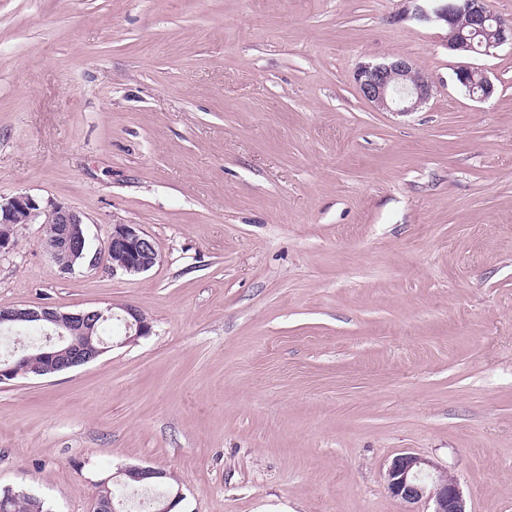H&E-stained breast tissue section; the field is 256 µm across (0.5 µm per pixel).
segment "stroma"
Wrapping results in <instances>:
<instances>
[{
    "instance_id": "obj_1",
    "label": "stroma",
    "mask_w": 512,
    "mask_h": 512,
    "mask_svg": "<svg viewBox=\"0 0 512 512\" xmlns=\"http://www.w3.org/2000/svg\"><path fill=\"white\" fill-rule=\"evenodd\" d=\"M413 0H0V199L84 219L62 273L43 222L0 253V306L140 310L149 336L0 383V490L91 512L164 471L180 512H431L387 490L411 452L469 512H512V47L454 80ZM413 59L431 98L363 99ZM161 259L112 274L113 225ZM355 82L360 95L376 107L413 112L432 95V82L413 60L398 57L361 66ZM454 72L456 83L465 88L470 97L485 100L493 95L494 84L480 69L462 64Z\"/></svg>"
}]
</instances>
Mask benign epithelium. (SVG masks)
Listing matches in <instances>:
<instances>
[{
    "label": "benign epithelium",
    "instance_id": "7a95c632",
    "mask_svg": "<svg viewBox=\"0 0 512 512\" xmlns=\"http://www.w3.org/2000/svg\"><path fill=\"white\" fill-rule=\"evenodd\" d=\"M414 18L420 21L443 22L447 26L448 50L463 57L474 53L489 54L505 44L512 45V23L498 17L488 0H421ZM455 81L469 96L485 100L495 91L492 81L476 67L462 64L455 69ZM355 82L360 95L375 106L397 112H413L432 95V82L420 71L413 60L398 57L376 64L361 66ZM45 217V247L54 258L64 252L71 257L64 273H72L75 266L88 258L87 236L81 214L60 203L41 202L28 193H18L0 201V224L22 221L33 224ZM106 251L112 274L119 272L136 275L150 270L159 260L157 242L140 230L136 224H115L106 240ZM123 343L134 342L151 334L150 321L139 310L126 306ZM112 317L111 309H89L64 314L40 306L0 307V325L35 323L53 330L56 337H47L41 350V365L30 368V376L43 377L65 368L84 365L102 353L101 347L87 344L83 337ZM433 464L416 454L396 456L386 473L390 494L406 503L414 504L426 498L433 501L432 512H467L466 500L457 482L433 476ZM130 479L142 482L160 478L162 472L150 467H130L124 470Z\"/></svg>",
    "mask_w": 512,
    "mask_h": 512
}]
</instances>
